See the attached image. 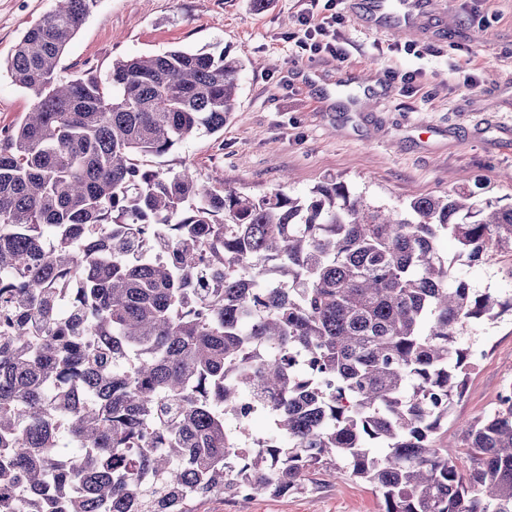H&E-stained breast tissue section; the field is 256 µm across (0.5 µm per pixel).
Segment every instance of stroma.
<instances>
[{
    "label": "stroma",
    "instance_id": "stroma-1",
    "mask_svg": "<svg viewBox=\"0 0 512 512\" xmlns=\"http://www.w3.org/2000/svg\"><path fill=\"white\" fill-rule=\"evenodd\" d=\"M368 0H99L62 55L67 79L106 75L118 59L179 48L197 53L246 48L238 114L223 131L187 140L162 168L191 162L199 177L254 193L307 194L328 178L376 202L443 195L482 180L512 202V0H433L410 32L396 16L366 23ZM54 0H0V62ZM345 58L301 50L305 28L335 12ZM32 99L0 73V129L20 123ZM471 288L512 298V255L470 265L449 237L439 244ZM463 347L482 359L453 401L439 439L489 414L512 382V317L468 330ZM381 495L362 481L318 472L305 492L249 499L211 496L196 512H380Z\"/></svg>",
    "mask_w": 512,
    "mask_h": 512
}]
</instances>
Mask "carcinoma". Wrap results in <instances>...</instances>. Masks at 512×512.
Instances as JSON below:
<instances>
[{"mask_svg":"<svg viewBox=\"0 0 512 512\" xmlns=\"http://www.w3.org/2000/svg\"><path fill=\"white\" fill-rule=\"evenodd\" d=\"M56 2L6 64L32 107L0 131V512H195L316 471L373 484L382 512H512V395L462 426L468 464L436 444L469 375L459 336L512 311L439 241L512 255V203L478 182L401 210L335 180L293 198L164 170L236 112L242 58L171 49L64 79L98 0ZM256 413L270 432L242 456L225 420Z\"/></svg>","mask_w":512,"mask_h":512,"instance_id":"carcinoma-1","label":"carcinoma"}]
</instances>
